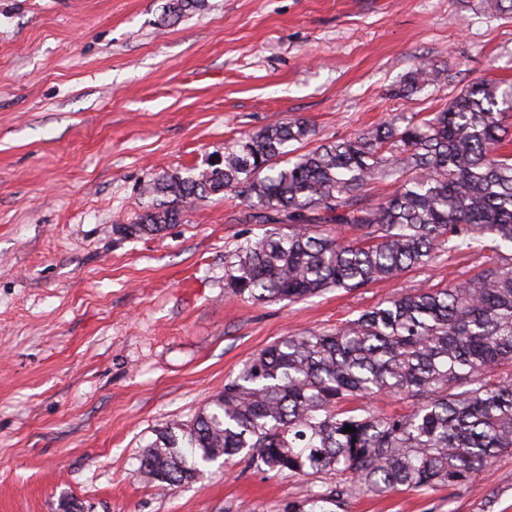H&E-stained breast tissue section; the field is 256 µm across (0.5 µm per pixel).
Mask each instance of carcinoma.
Returning <instances> with one entry per match:
<instances>
[{
	"label": "carcinoma",
	"mask_w": 512,
	"mask_h": 512,
	"mask_svg": "<svg viewBox=\"0 0 512 512\" xmlns=\"http://www.w3.org/2000/svg\"><path fill=\"white\" fill-rule=\"evenodd\" d=\"M448 78L419 62L398 94ZM512 85L480 80L422 118L383 121L300 152L303 119L267 126L217 163L148 183L127 236L176 224L182 208L240 190L263 232L224 256V287L255 302H295L330 288L386 283L438 250L490 243L496 261L445 288H417L336 329L285 336L250 359L189 425L155 431L140 469L168 486L241 455L262 471L344 479L283 512H337L357 492L472 482L512 451ZM395 189L368 197L375 183ZM357 236L340 238L333 226ZM406 401L385 412L371 400ZM351 426L355 431L344 432Z\"/></svg>",
	"instance_id": "carcinoma-1"
}]
</instances>
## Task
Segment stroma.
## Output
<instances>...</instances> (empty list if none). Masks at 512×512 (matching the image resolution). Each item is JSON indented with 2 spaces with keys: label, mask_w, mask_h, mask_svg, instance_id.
I'll list each match as a JSON object with an SVG mask.
<instances>
[{
  "label": "stroma",
  "mask_w": 512,
  "mask_h": 512,
  "mask_svg": "<svg viewBox=\"0 0 512 512\" xmlns=\"http://www.w3.org/2000/svg\"><path fill=\"white\" fill-rule=\"evenodd\" d=\"M0 0V512H282L339 481L244 461L164 487L139 470L156 429L190 423L281 337L325 330L491 250L393 284L259 303L224 287L253 235L229 191L128 237L151 180L204 168L302 118L311 146L390 114L434 112L470 82L512 84V12L482 0ZM421 59L445 82L396 90ZM341 512H512V452L457 488L359 493Z\"/></svg>",
  "instance_id": "obj_1"
}]
</instances>
